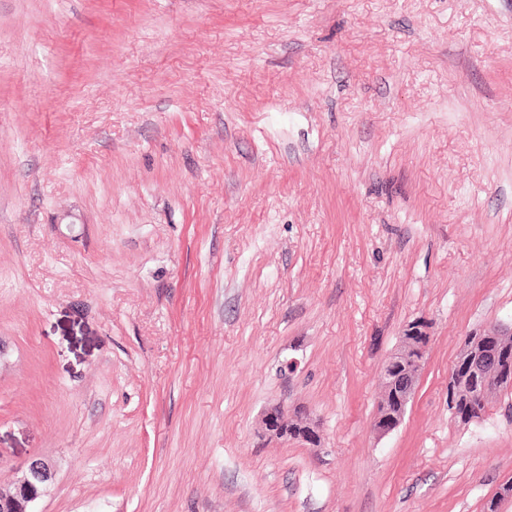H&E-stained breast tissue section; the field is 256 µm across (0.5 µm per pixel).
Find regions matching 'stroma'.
<instances>
[{"label":"stroma","mask_w":512,"mask_h":512,"mask_svg":"<svg viewBox=\"0 0 512 512\" xmlns=\"http://www.w3.org/2000/svg\"><path fill=\"white\" fill-rule=\"evenodd\" d=\"M400 426L373 429L408 325ZM512 0H0V487L35 512H486L512 389ZM305 408L319 447L261 436ZM430 336L416 322L401 336L400 347L381 376L385 397L379 403L374 429L380 434L394 431L403 421L429 349ZM512 350H502L499 346L492 348L488 345L481 333L466 336L460 347L457 365L448 375V403L453 408L457 402H465L471 406L467 423L481 418L488 396L487 388L482 381L493 378L501 388H512ZM493 381L488 387H495ZM482 383V385H481ZM53 467L41 457L29 459L12 490H0V512H35L31 504L46 490L54 478Z\"/></svg>","instance_id":"obj_1"}]
</instances>
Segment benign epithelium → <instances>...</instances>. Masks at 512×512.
Instances as JSON below:
<instances>
[{"label": "benign epithelium", "instance_id": "benign-epithelium-1", "mask_svg": "<svg viewBox=\"0 0 512 512\" xmlns=\"http://www.w3.org/2000/svg\"><path fill=\"white\" fill-rule=\"evenodd\" d=\"M430 337L422 323L409 326L401 336L400 347L382 374L385 397L379 403L374 429L380 434L394 431L403 421L411 402L420 372L429 349ZM457 364L448 375V403L465 402L471 406L467 422L481 418L489 401L487 388L482 385L492 378L500 388H512V353L488 345L481 334L464 339ZM263 433L270 440L288 438L310 446L321 442V436L311 425L290 421L281 409L274 408L263 416ZM54 478L53 467L41 457L29 459L21 468V476L12 490H0V512H32L31 504L46 490Z\"/></svg>", "mask_w": 512, "mask_h": 512}]
</instances>
